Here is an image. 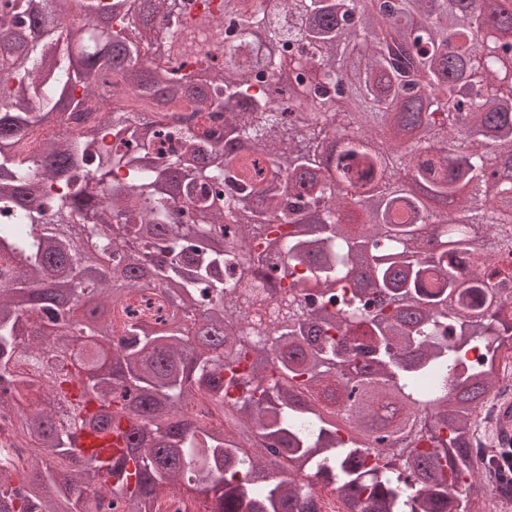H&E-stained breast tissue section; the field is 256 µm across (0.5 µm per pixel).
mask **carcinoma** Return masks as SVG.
<instances>
[{
	"instance_id": "carcinoma-1",
	"label": "carcinoma",
	"mask_w": 512,
	"mask_h": 512,
	"mask_svg": "<svg viewBox=\"0 0 512 512\" xmlns=\"http://www.w3.org/2000/svg\"><path fill=\"white\" fill-rule=\"evenodd\" d=\"M219 2L0 5V405L48 453L0 467V512H98L103 492L157 512L183 480L204 512H320L302 476L343 512H472L476 412L512 342L493 265L512 259V0L487 22L476 0ZM107 71L247 149L130 115ZM92 99L112 133L19 155ZM410 140L430 146L392 190ZM151 291L162 308H126L114 339L98 309ZM130 418L112 466L74 455Z\"/></svg>"
}]
</instances>
